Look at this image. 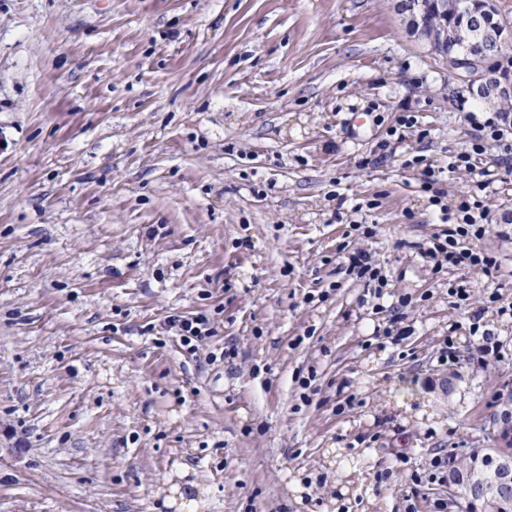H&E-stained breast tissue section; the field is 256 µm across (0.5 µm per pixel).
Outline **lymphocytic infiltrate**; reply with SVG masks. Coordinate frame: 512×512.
<instances>
[{
	"label": "lymphocytic infiltrate",
	"mask_w": 512,
	"mask_h": 512,
	"mask_svg": "<svg viewBox=\"0 0 512 512\" xmlns=\"http://www.w3.org/2000/svg\"><path fill=\"white\" fill-rule=\"evenodd\" d=\"M468 122L476 125L478 133L469 149L455 155L447 170L472 169V160L483 154L487 145L496 144L500 150V163L505 174L512 175V114L491 113L486 117L476 113H466ZM444 170V171H447ZM444 171L427 165L422 169V188L429 192V202L438 207L442 220L446 224L442 233L434 235L427 246L421 247L420 254L432 263L434 272L450 267L476 270L490 277L498 269L496 258L484 249L462 246V239L471 237L483 239L488 231V212L485 197L490 186L489 181H478L474 188L461 193L455 199L454 206L443 202L440 185ZM165 333L173 337L180 349L189 354H197L200 344L217 333L213 317L205 312L189 315H171L163 325Z\"/></svg>",
	"instance_id": "1"
}]
</instances>
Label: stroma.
<instances>
[{
	"label": "stroma",
	"instance_id": "1",
	"mask_svg": "<svg viewBox=\"0 0 512 512\" xmlns=\"http://www.w3.org/2000/svg\"><path fill=\"white\" fill-rule=\"evenodd\" d=\"M484 109L395 0H0V512H466L411 475L494 447L512 319L481 274L423 262L443 225L421 171ZM486 205L512 303V179ZM196 311L218 334L193 356L158 328ZM343 262L351 275L356 279L365 281L366 286L380 279L379 271L375 267V261L370 252L364 249H357L343 255ZM410 301H408V297L403 296L399 299V307L397 306V311H394L392 318L388 321L389 326L384 331V336L387 338H391L395 341H400L404 339L405 336L410 335V326H401L404 323V313L400 312L402 308L407 307ZM472 318L475 322L472 323V327H470V333L472 336H477L480 327H485V325L480 324L482 318L480 312H475ZM478 336H481L483 342L478 348V362L484 369L495 366L501 360L499 340L495 336V333L487 328L482 330L481 334Z\"/></svg>",
	"mask_w": 512,
	"mask_h": 512
}]
</instances>
